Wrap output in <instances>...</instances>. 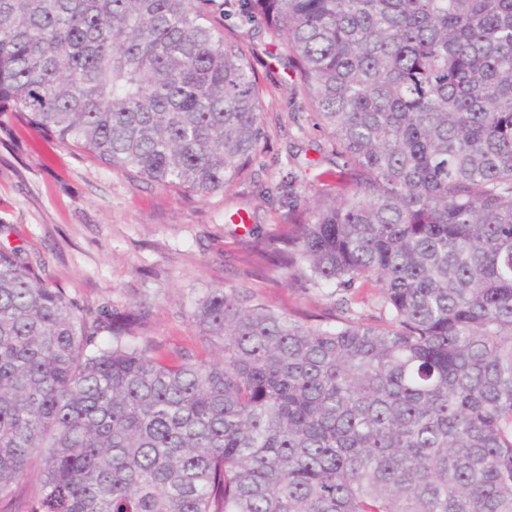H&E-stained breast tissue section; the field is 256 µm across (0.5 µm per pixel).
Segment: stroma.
Listing matches in <instances>:
<instances>
[{"instance_id": "1", "label": "stroma", "mask_w": 512, "mask_h": 512, "mask_svg": "<svg viewBox=\"0 0 512 512\" xmlns=\"http://www.w3.org/2000/svg\"><path fill=\"white\" fill-rule=\"evenodd\" d=\"M226 26L259 53L267 139L258 177L222 193L201 198L131 181L75 148L47 146L14 113L0 112V246L21 248L79 307L144 303L145 334L171 355L217 357L188 322L213 288L248 289L290 315L325 314L336 303L330 290L303 291L250 260L248 229L268 237L287 229L282 177L294 172L299 193L310 198L329 163L317 150L326 136L304 126L306 102L293 94L292 71L266 47L263 29L240 15Z\"/></svg>"}]
</instances>
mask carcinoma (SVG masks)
<instances>
[{"label": "carcinoma", "instance_id": "obj_1", "mask_svg": "<svg viewBox=\"0 0 512 512\" xmlns=\"http://www.w3.org/2000/svg\"><path fill=\"white\" fill-rule=\"evenodd\" d=\"M260 20L327 134L255 256L341 295L314 323L244 288L139 341L0 248V512H512V0H0V112L207 197L260 141ZM376 287L379 318L359 290Z\"/></svg>", "mask_w": 512, "mask_h": 512}]
</instances>
